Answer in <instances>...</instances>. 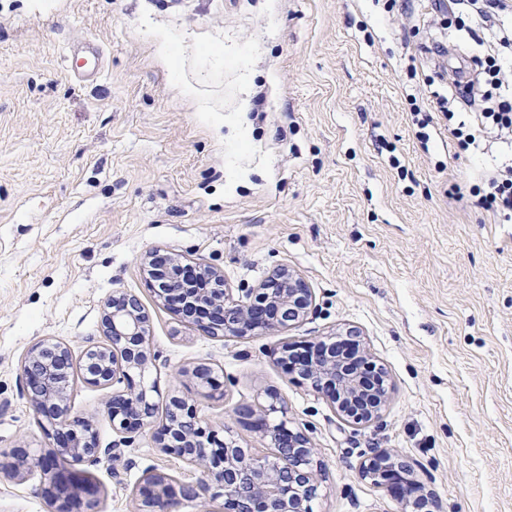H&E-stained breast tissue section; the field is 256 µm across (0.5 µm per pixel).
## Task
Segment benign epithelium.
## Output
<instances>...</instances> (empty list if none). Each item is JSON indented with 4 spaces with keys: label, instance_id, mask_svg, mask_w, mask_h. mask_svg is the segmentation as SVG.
<instances>
[{
    "label": "benign epithelium",
    "instance_id": "benign-epithelium-1",
    "mask_svg": "<svg viewBox=\"0 0 512 512\" xmlns=\"http://www.w3.org/2000/svg\"><path fill=\"white\" fill-rule=\"evenodd\" d=\"M179 262L155 250L145 259V268L158 303L176 308L183 320L208 336L243 338L262 332L287 329L307 316L314 296L300 275L286 267L272 271L257 287L234 297L224 285V272L205 264L196 271L207 276L214 288L201 291L168 271ZM149 315L133 295L110 299L104 309L101 330L105 343L85 350L84 374L94 385H116L131 380V372H145L157 361L146 341ZM359 332L348 327L320 338L314 345L325 352L306 370L288 364L289 345L282 346L281 362L337 409L348 422L361 425L378 420L389 399L388 375L375 367L376 379L366 383L354 368L344 347L356 343ZM71 349L60 341L44 340L34 345L21 360L31 406L56 428L55 445L37 459L44 483V495L61 503L58 512H70L63 494L70 489L80 494L97 493L96 486L76 469L88 462L117 455L115 448H101L92 427L69 417L63 380L69 378ZM155 387L131 386L112 393L108 412L112 426L133 433L146 425L155 428L160 448L174 453L199 469L200 479L179 487L182 496L195 499L214 488L224 494L225 512H311L318 498L317 479L321 468L314 448L301 431L287 428L286 422L270 425L266 416L277 411L279 399L268 395L267 406L256 411L250 406L237 413L250 418L259 415L261 436L275 448L272 455H258L228 439L220 448H208L210 439L198 425L196 412L181 398L169 401L170 416L153 422L155 403L150 393ZM362 476L380 484L411 471L410 463L393 450L375 448L361 461ZM169 474L147 470L137 486L140 512H173L175 503Z\"/></svg>",
    "mask_w": 512,
    "mask_h": 512
}]
</instances>
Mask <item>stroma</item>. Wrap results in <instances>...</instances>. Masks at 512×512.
Masks as SVG:
<instances>
[{"label": "stroma", "mask_w": 512, "mask_h": 512, "mask_svg": "<svg viewBox=\"0 0 512 512\" xmlns=\"http://www.w3.org/2000/svg\"><path fill=\"white\" fill-rule=\"evenodd\" d=\"M435 0H0V512H54L43 474L11 473L52 438L19 363L39 341L72 351L71 416L120 442L111 389L82 376L115 295L150 315L157 417L170 397L241 446L268 447L238 407L277 393L321 463L313 512H402L364 480L374 448L407 456L440 512H512V222L472 206L485 156L458 147L433 92L453 99L456 55L481 38ZM101 74L65 66L84 42ZM429 143H421L419 131ZM223 269L233 292L298 272L316 309L291 329L211 338L158 305L153 249ZM356 327L389 372L381 418L358 427L278 363ZM220 373L210 392L190 375ZM156 469L200 473L153 427L83 472L94 512H138Z\"/></svg>", "instance_id": "35a3bbf8"}]
</instances>
